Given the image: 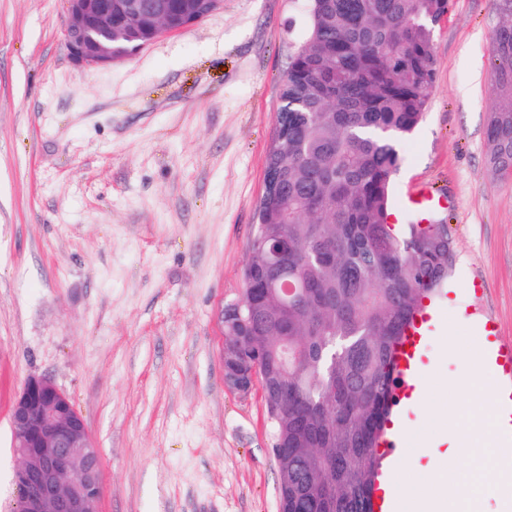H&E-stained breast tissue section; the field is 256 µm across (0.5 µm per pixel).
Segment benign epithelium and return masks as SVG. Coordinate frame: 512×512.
<instances>
[{
	"label": "benign epithelium",
	"instance_id": "benign-epithelium-1",
	"mask_svg": "<svg viewBox=\"0 0 512 512\" xmlns=\"http://www.w3.org/2000/svg\"><path fill=\"white\" fill-rule=\"evenodd\" d=\"M66 46L84 68L109 66L165 34L181 32L224 6V0H66ZM241 338H224V383L267 391L268 376ZM10 421L20 512H101L100 451L70 398L45 377L28 378Z\"/></svg>",
	"mask_w": 512,
	"mask_h": 512
}]
</instances>
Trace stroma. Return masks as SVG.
Wrapping results in <instances>:
<instances>
[{
	"mask_svg": "<svg viewBox=\"0 0 512 512\" xmlns=\"http://www.w3.org/2000/svg\"><path fill=\"white\" fill-rule=\"evenodd\" d=\"M309 0L223 8L112 66L75 64L65 0H0V512H12L10 410L31 376L83 416L102 460V512H278L262 391L224 384L219 315L243 294L281 79ZM492 0L437 25L423 122L400 147L391 221L428 185L454 263L431 307L429 381L397 462L423 481L461 400L477 310L512 346V177L496 173Z\"/></svg>",
	"mask_w": 512,
	"mask_h": 512,
	"instance_id": "obj_1",
	"label": "stroma"
}]
</instances>
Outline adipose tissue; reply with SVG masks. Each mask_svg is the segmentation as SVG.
<instances>
[{
	"label": "adipose tissue",
	"instance_id": "adipose-tissue-1",
	"mask_svg": "<svg viewBox=\"0 0 512 512\" xmlns=\"http://www.w3.org/2000/svg\"><path fill=\"white\" fill-rule=\"evenodd\" d=\"M458 386L466 396L479 391L483 398L476 405L466 400L453 416L473 438L471 446L454 445L447 451L448 456L464 459V466L434 470L430 481L419 489L421 495L430 498L435 512H480L483 502L498 495L496 484L488 478L496 452L487 438L496 417V389L486 376L472 373L463 376Z\"/></svg>",
	"mask_w": 512,
	"mask_h": 512
}]
</instances>
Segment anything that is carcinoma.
<instances>
[{"label": "carcinoma", "mask_w": 512, "mask_h": 512, "mask_svg": "<svg viewBox=\"0 0 512 512\" xmlns=\"http://www.w3.org/2000/svg\"><path fill=\"white\" fill-rule=\"evenodd\" d=\"M486 139L512 176V0H495ZM451 0H311L282 77L278 136L244 269L245 334L288 404L274 432L284 512H375L377 448L391 415L395 353L448 277V225L401 228L388 212L399 147L422 122L436 76V25ZM287 284L288 305L278 300Z\"/></svg>", "instance_id": "cac0c4a2"}]
</instances>
